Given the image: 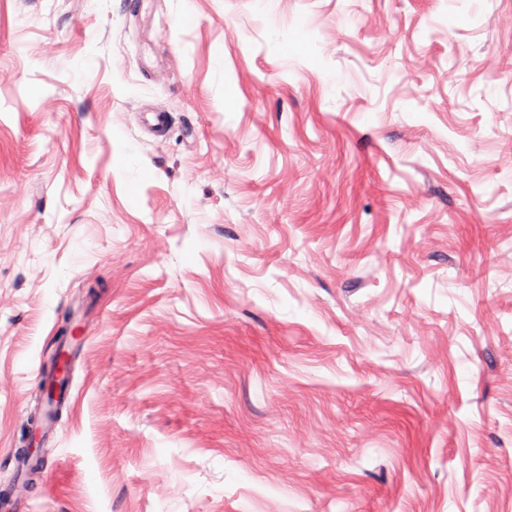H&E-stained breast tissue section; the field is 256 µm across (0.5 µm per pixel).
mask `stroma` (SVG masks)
I'll return each mask as SVG.
<instances>
[{
	"instance_id": "1",
	"label": "stroma",
	"mask_w": 512,
	"mask_h": 512,
	"mask_svg": "<svg viewBox=\"0 0 512 512\" xmlns=\"http://www.w3.org/2000/svg\"><path fill=\"white\" fill-rule=\"evenodd\" d=\"M0 474L31 512H512V0H0Z\"/></svg>"
}]
</instances>
